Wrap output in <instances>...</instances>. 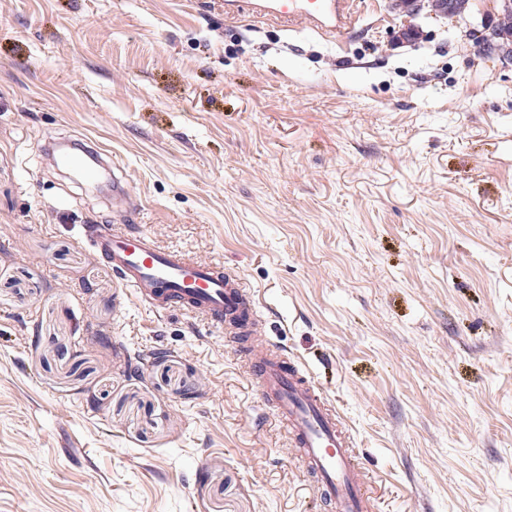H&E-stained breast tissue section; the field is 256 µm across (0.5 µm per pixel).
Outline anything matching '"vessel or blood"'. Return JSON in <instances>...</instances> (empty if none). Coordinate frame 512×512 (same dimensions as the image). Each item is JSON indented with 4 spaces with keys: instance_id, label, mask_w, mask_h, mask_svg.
<instances>
[{
    "instance_id": "b4317fda",
    "label": "vessel or blood",
    "mask_w": 512,
    "mask_h": 512,
    "mask_svg": "<svg viewBox=\"0 0 512 512\" xmlns=\"http://www.w3.org/2000/svg\"><path fill=\"white\" fill-rule=\"evenodd\" d=\"M358 0H224L228 18L247 17L258 24L307 29L341 38L357 18ZM88 153L60 152V165L80 171L83 180L111 182L113 195L127 187L92 166ZM132 210L116 224H86L82 238L130 289L157 313L184 310L207 325L225 326L236 338L252 337L245 347L247 369L260 399L271 408L289 436V453L314 479L330 512H371L364 464L334 404L309 373L289 360L283 346L260 338L259 308L243 278L223 266L191 259L159 247L140 227Z\"/></svg>"
}]
</instances>
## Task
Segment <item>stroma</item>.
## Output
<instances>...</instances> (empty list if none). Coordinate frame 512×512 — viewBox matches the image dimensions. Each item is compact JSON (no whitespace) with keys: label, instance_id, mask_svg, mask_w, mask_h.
<instances>
[{"label":"stroma","instance_id":"stroma-1","mask_svg":"<svg viewBox=\"0 0 512 512\" xmlns=\"http://www.w3.org/2000/svg\"><path fill=\"white\" fill-rule=\"evenodd\" d=\"M494 23L365 0L338 41L224 0H0V512H328L223 329L83 241L118 213L52 138L257 291L374 512H512V59L468 38ZM92 149L89 148L83 153L74 152L70 149L60 152L58 163L66 168H74L81 172L82 179L94 184H100L107 180L109 174L105 169L97 168L88 163V158L92 157Z\"/></svg>","mask_w":512,"mask_h":512}]
</instances>
